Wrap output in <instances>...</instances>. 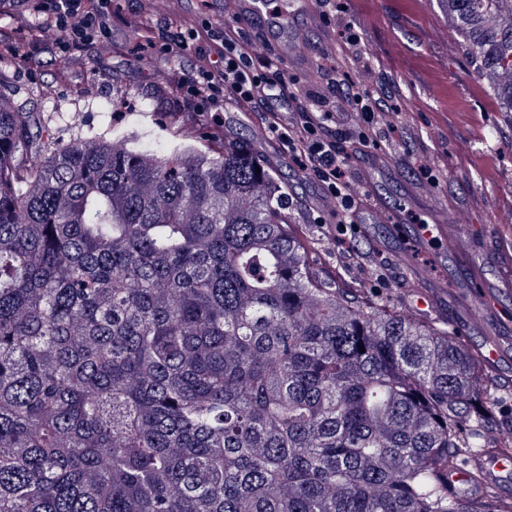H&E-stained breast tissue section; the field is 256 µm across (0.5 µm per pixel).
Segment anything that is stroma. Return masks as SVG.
Listing matches in <instances>:
<instances>
[{
	"mask_svg": "<svg viewBox=\"0 0 512 512\" xmlns=\"http://www.w3.org/2000/svg\"><path fill=\"white\" fill-rule=\"evenodd\" d=\"M219 0H182L170 13L167 0H112V36L89 63L81 51L47 59L0 60V98L25 112L44 113L55 139L67 142L109 122L124 123L136 133H149L155 143L167 138V128H180L197 140L221 145L224 133L247 134L261 159L274 165L293 187L288 213L292 223L303 224L320 240L315 262L324 272L348 286L361 285L383 295L410 276L400 259L404 249L418 246L424 280L445 284L448 293L436 305L422 309L424 288L398 298L404 311L421 318L447 321L456 334L481 345L499 316L476 318L467 301L474 289L496 291L500 314H512V231L499 222L512 208V121L508 120L484 85L474 76L471 55L448 22L437 0H336L338 9L328 20L306 27L292 0H268L280 11L284 24L274 29L266 20L246 26L249 40L271 38L283 43L305 30L310 68L290 62L281 68L309 91L354 80L371 89L381 81L392 88L389 120L398 131H411V155L396 148L368 145L353 161L349 179L358 192L368 193L358 214L355 241L370 253V266L360 270L339 261L342 236L332 217L334 205L313 177L302 176L288 165L274 143L233 104L215 110L204 100L188 97L180 88V67L145 38L151 20L219 21ZM48 24L34 9L6 4L0 9V38L27 45L31 52L56 45ZM365 43L368 56L358 66L337 50L349 36ZM153 102L151 117L136 119L140 101ZM114 101L115 110L100 112L99 104ZM386 153L394 165L362 171L372 157ZM470 217L468 232L473 249L466 264H459L435 240L420 237V227L455 212Z\"/></svg>",
	"mask_w": 512,
	"mask_h": 512,
	"instance_id": "35a3bbf8",
	"label": "stroma"
}]
</instances>
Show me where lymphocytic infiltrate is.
Segmentation results:
<instances>
[{"label":"lymphocytic infiltrate","instance_id":"obj_1","mask_svg":"<svg viewBox=\"0 0 512 512\" xmlns=\"http://www.w3.org/2000/svg\"><path fill=\"white\" fill-rule=\"evenodd\" d=\"M110 5L111 0H43L38 9L61 32L59 47L64 50L72 45L92 47L107 38ZM154 30L165 39V54L183 63L182 87L210 98L216 107L229 99L252 113L289 164L298 172L314 174L334 203L337 224L354 223L363 198L346 172L354 151L393 141L394 126L376 120L388 105V88L363 91L351 81L321 93L301 92L296 79L279 75L278 56L254 62L240 24L205 23L188 30L161 18ZM191 49L196 59H187ZM340 99L348 103L349 112L337 111Z\"/></svg>","mask_w":512,"mask_h":512}]
</instances>
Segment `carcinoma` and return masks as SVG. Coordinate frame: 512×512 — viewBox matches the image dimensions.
I'll list each match as a JSON object with an SVG mask.
<instances>
[{"label":"carcinoma","mask_w":512,"mask_h":512,"mask_svg":"<svg viewBox=\"0 0 512 512\" xmlns=\"http://www.w3.org/2000/svg\"><path fill=\"white\" fill-rule=\"evenodd\" d=\"M440 2L512 118V0ZM44 130L0 108V512H512L448 483L480 352L318 271L254 148Z\"/></svg>","instance_id":"1"}]
</instances>
